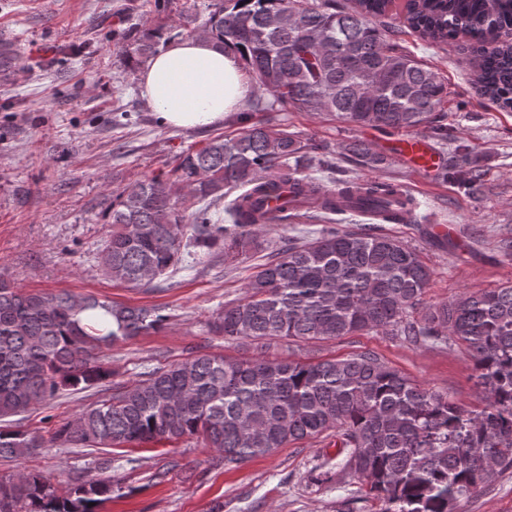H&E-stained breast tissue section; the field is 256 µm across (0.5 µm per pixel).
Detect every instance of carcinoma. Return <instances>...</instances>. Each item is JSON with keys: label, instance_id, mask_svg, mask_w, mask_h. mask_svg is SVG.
<instances>
[{"label": "carcinoma", "instance_id": "obj_1", "mask_svg": "<svg viewBox=\"0 0 512 512\" xmlns=\"http://www.w3.org/2000/svg\"><path fill=\"white\" fill-rule=\"evenodd\" d=\"M391 0H212L204 35L235 49L250 80L280 110L329 112L381 131L433 129L447 84L371 18ZM408 27L432 43L463 35L484 96L512 109V0H408ZM157 29L123 33L131 62L157 53ZM246 123L180 157L172 175L123 189L106 211L112 233L99 255L103 274L133 287L151 284L179 263L183 250L243 254L255 224H286L301 194L323 193L312 219L318 236L273 250L244 298L224 305L216 332L263 349L276 339L328 340L395 331L411 344L460 343L474 362L481 408L468 410L421 388L371 351L316 363L257 357L229 360L198 353L143 373L130 386L82 410L51 441L74 448H113L200 436L239 465L291 442L336 438L344 467L361 478L380 512H456L460 498L512 468V284L426 305L430 269L403 241L343 231L331 214L355 211L389 223L413 214L396 185L344 182L333 193L304 175L311 146L283 129ZM357 165L384 157L354 140L342 147ZM237 196H232V193ZM283 200L276 214L269 197ZM419 317L414 318L412 314ZM157 306H127L93 295L23 293L0 279V420L66 388L89 390L113 372L103 350L162 328ZM45 438L16 426L0 429V459L44 447ZM61 496L39 472L0 478V512H98L112 480L77 476Z\"/></svg>", "mask_w": 512, "mask_h": 512}]
</instances>
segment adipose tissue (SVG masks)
<instances>
[{
	"instance_id": "ef3b65f1",
	"label": "adipose tissue",
	"mask_w": 512,
	"mask_h": 512,
	"mask_svg": "<svg viewBox=\"0 0 512 512\" xmlns=\"http://www.w3.org/2000/svg\"><path fill=\"white\" fill-rule=\"evenodd\" d=\"M139 86L160 124L197 130L222 125L250 93L238 55L205 37L168 44L147 61Z\"/></svg>"
}]
</instances>
